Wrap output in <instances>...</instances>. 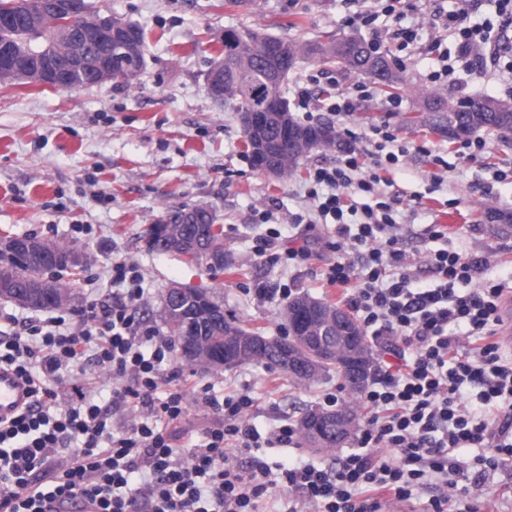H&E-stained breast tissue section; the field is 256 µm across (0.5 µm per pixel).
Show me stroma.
Here are the masks:
<instances>
[{
  "label": "stroma",
  "mask_w": 512,
  "mask_h": 512,
  "mask_svg": "<svg viewBox=\"0 0 512 512\" xmlns=\"http://www.w3.org/2000/svg\"><path fill=\"white\" fill-rule=\"evenodd\" d=\"M93 9L136 24L148 45L144 74L132 86L81 87L70 90L39 85L0 86V237L35 235L75 249L78 265L59 271L73 301L67 310L80 313L96 296L112 289L111 262L119 255L136 265L144 295L137 318L163 326L162 298L179 283L213 293L228 317L244 321L261 335L284 333L283 301L257 297L254 289L290 285L294 294L338 305L343 290L328 283L325 270L334 257L333 225L294 224L293 215L315 216L309 173L313 167L341 159L338 150H319L301 158L294 174L273 178L253 165L235 102L209 97L205 73L229 28H253L271 36L298 35L327 41L353 34L376 44L397 64L404 90L397 98L380 94L373 80L345 76L306 59L292 71L285 98L296 118L301 90H308L318 109L312 121L328 124L351 151L372 148L376 129L392 131L408 149L385 171L381 185L398 199L396 232L406 255V270L417 283L434 284L430 260L440 249L469 254L480 266L474 284L498 281L512 289V234L491 232L483 221L487 207L512 211V178L496 180L495 170L512 168V139L487 136L485 158L462 159L457 144L428 127H406L403 119L420 93L440 91L465 100L505 97L512 73L505 68L483 71L455 63L449 81L432 84L427 75L441 55L455 52L456 36L440 17L454 0H399L400 18L379 17L369 27L356 23L375 11L377 0H89ZM418 31L416 43L400 49L393 32ZM363 85L369 98L346 116L323 111L324 90ZM443 158V165L431 162ZM210 204L224 228V269L148 250L146 229L173 207ZM444 235L434 238L433 227ZM279 230L276 250L287 242L310 238L307 261L270 263L252 250L256 237ZM199 385L220 396L247 391L255 403L247 417L260 434L296 423L307 408L323 406L327 394L347 400L335 374L306 385L262 364L220 371L197 370ZM347 448L317 452L305 443L263 445L237 453L239 465L250 456L271 468L311 463L336 468ZM479 447L454 449L465 478L453 489L454 512H512V460L490 468Z\"/></svg>",
  "instance_id": "obj_1"
}]
</instances>
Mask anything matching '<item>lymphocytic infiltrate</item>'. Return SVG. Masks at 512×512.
Returning <instances> with one entry per match:
<instances>
[{"mask_svg": "<svg viewBox=\"0 0 512 512\" xmlns=\"http://www.w3.org/2000/svg\"><path fill=\"white\" fill-rule=\"evenodd\" d=\"M470 3L458 0L446 22L460 35L459 59L478 67L483 59L472 50L487 38L469 21ZM395 140L382 132L374 145L378 172L359 182L350 176L358 167L353 155L309 174L327 190L319 214L336 225L329 282L352 286L345 301L364 329L402 344L396 367L385 368L362 395L359 448L335 472L306 464L275 473L255 456L245 468L234 462L232 449L261 445L246 417L254 398L246 392L220 398L199 388L173 342L136 322L142 276L116 256L117 291L93 299L65 332L49 321L25 335L0 330V367L14 370L32 394L29 406L0 419V512H51L65 494L94 498L100 512H260L278 484L320 512H380L377 491L405 500L431 474L443 485L433 512H444L460 476L449 449L468 444L511 456L505 438L512 434V356L492 340L504 286L486 282L456 293V284L472 281L477 263L447 250L431 260L439 284L413 286L390 203L364 207L357 224L345 220L344 190L374 193L380 170L406 156L403 146L386 151ZM350 249L359 251V261L347 257ZM452 324L466 326L480 346L464 350L448 333ZM104 372L112 378L107 407L94 398ZM465 384L479 388L481 411L461 401ZM192 393L220 420L203 447L186 453L178 439Z\"/></svg>", "mask_w": 512, "mask_h": 512, "instance_id": "obj_1", "label": "lymphocytic infiltrate"}]
</instances>
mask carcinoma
<instances>
[{
    "mask_svg": "<svg viewBox=\"0 0 512 512\" xmlns=\"http://www.w3.org/2000/svg\"><path fill=\"white\" fill-rule=\"evenodd\" d=\"M83 17L93 16L88 0H81L79 9L70 7L68 0H45L43 12L33 15L29 9V0H0V53L7 55L14 63L20 65L31 76V82H36L43 61L47 58H57L67 63L78 53H85L84 63L79 65L81 73L76 80L80 87L104 86L106 82L98 78V74L109 68L111 61L100 58L93 52H85V44L78 40V31L74 30L65 37L57 21L72 16L75 26H80L78 14ZM132 34L129 38L127 52L143 60L146 58L147 45L141 30L131 25ZM266 43L288 42L291 58L279 60L281 77L274 86H269L262 80V75L268 68V59L260 50L258 41ZM218 57L224 59V73L220 75L219 93L216 99L230 98L241 107L261 109L265 106L269 92L283 97L284 85L288 75L300 60L318 57L328 64L337 65L346 74L367 75L377 81L380 93L387 96H397L403 90L402 78L398 72L389 68L383 72L377 70V64L384 57L373 54L369 44L358 38L344 41L338 37L327 43L313 42L299 36L274 37L264 35L253 29L224 30L223 48ZM469 102L452 101L451 97L439 93H430L422 97L418 103L419 115L405 118L410 126H428L448 137V141H465L479 133L496 134L505 137L512 131V100L494 97L484 98L472 109H467ZM288 122L297 131V140L290 143L280 137L277 120L268 123L266 136L276 143L277 152L272 156L280 164V175L285 176L294 172L297 161L318 149H332L334 145L319 140V133L335 129L329 125H302L293 117ZM195 218H185L186 210L171 209L166 211L157 221L172 230V235L193 239L203 235L208 246L217 252H224V229L217 224L215 211L207 204L193 206ZM485 218L492 230L505 233L512 229V213L495 208L485 211ZM146 244L149 249L184 257L191 261L202 262L204 256L192 254L181 248L169 246V236L147 229ZM34 239L32 235H13L3 238L8 246V252L0 255V297L9 301L19 302V299L29 293V289L39 283L50 286L51 292L41 293L40 308L54 309L57 307L55 298L70 296V292L58 282L54 270L66 268V264H49L37 252H30L24 243ZM223 308L213 295L203 289L186 288V292L177 299H172L169 306L163 308V324L167 336L180 346L185 330H190L196 345L214 353L224 352V339L228 336H253L255 332L247 329L240 322L226 317L217 320L212 312ZM335 371L342 379L341 387L348 391L351 399L342 406L357 409V395L363 388L353 386L345 367L329 364L323 368V373Z\"/></svg>",
    "mask_w": 512,
    "mask_h": 512,
    "instance_id": "carcinoma-1",
    "label": "carcinoma"
}]
</instances>
